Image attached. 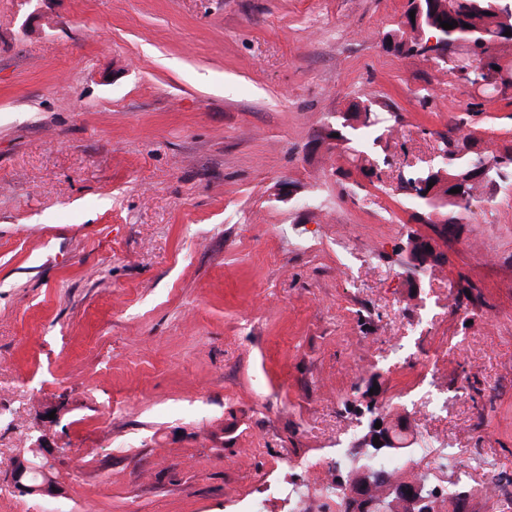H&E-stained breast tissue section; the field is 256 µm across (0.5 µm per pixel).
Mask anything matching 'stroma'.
Segmentation results:
<instances>
[{"label": "stroma", "instance_id": "35a3bbf8", "mask_svg": "<svg viewBox=\"0 0 512 512\" xmlns=\"http://www.w3.org/2000/svg\"><path fill=\"white\" fill-rule=\"evenodd\" d=\"M405 9L0 0V471L39 424L67 450L59 495L7 487L0 512H290L278 486L314 493L360 435L364 372L413 422L401 478L512 512L485 491L512 479V186L416 289L403 246L431 229L399 187L441 135L512 142V98L386 52ZM363 100L392 131L323 142Z\"/></svg>", "mask_w": 512, "mask_h": 512}]
</instances>
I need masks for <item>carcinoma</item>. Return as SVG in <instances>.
<instances>
[{
    "mask_svg": "<svg viewBox=\"0 0 512 512\" xmlns=\"http://www.w3.org/2000/svg\"><path fill=\"white\" fill-rule=\"evenodd\" d=\"M415 12V20H407L412 32L423 31L436 38L448 50V69L456 72L467 84H474L476 71L512 76V0H408L404 16ZM455 22L446 30L440 22ZM389 44L400 56L419 54L417 37L406 38V32L396 28L386 34ZM499 70H494V67ZM509 90L508 80L490 84L481 90L480 98L495 102ZM391 111L388 104L354 103L334 127L336 141H348L345 130L359 131L363 137L377 143L381 123L380 112ZM478 139L467 133L459 138H443L440 150L447 160L434 168L412 171L403 182L415 193L408 195L415 212L411 219L420 224L433 223L435 213L445 217V224L462 223L463 215L474 202L483 198L485 188L492 182H512V143L497 153L486 155L477 148ZM356 168L368 180L375 177L376 164L371 154L359 151L352 158ZM433 186H428L429 182ZM460 188L453 193L451 189ZM471 489L464 480L458 481L448 495V512H467Z\"/></svg>",
    "mask_w": 512,
    "mask_h": 512,
    "instance_id": "cac0c4a2",
    "label": "carcinoma"
}]
</instances>
